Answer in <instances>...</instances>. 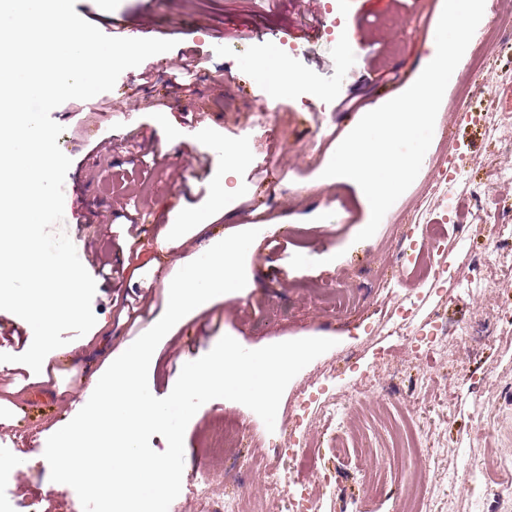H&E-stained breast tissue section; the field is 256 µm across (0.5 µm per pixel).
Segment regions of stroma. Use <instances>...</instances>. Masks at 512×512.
I'll list each match as a JSON object with an SVG mask.
<instances>
[{"label": "stroma", "mask_w": 512, "mask_h": 512, "mask_svg": "<svg viewBox=\"0 0 512 512\" xmlns=\"http://www.w3.org/2000/svg\"><path fill=\"white\" fill-rule=\"evenodd\" d=\"M325 25L316 38H298L301 0H88L79 18L99 43L113 24L146 25L154 36L134 63L110 65L93 93L37 106L62 162L53 172L64 185L54 222L85 256L83 274L98 286L84 300L85 319L56 326L64 343L103 327L113 349L133 346L145 325L164 309L163 288L145 269L157 254L155 217L160 210L205 209L220 160H208L209 136L246 143L250 159L226 174L225 203L234 212L225 229L252 242L242 258V286L207 313L177 325L156 344L159 367L150 388L170 393L184 359L207 360L221 343L241 352L270 356L299 346L303 356L276 376V394L265 402L231 389L196 401L180 428L187 450L181 479L164 504L181 512H205L196 480L248 468L240 482H218L215 499L237 493L244 512H272L262 485L273 478L282 434L296 392L312 396L343 391L380 362L391 394L373 393L352 406L341 428L322 429L309 420L302 429L307 450L291 485L305 487L314 512H398L414 462L388 467L390 424L417 408L433 457L427 462L437 497L435 512H512V481L500 460L512 461V330L500 331L496 309H512V290L495 286L499 270L486 235L457 237L455 215L435 190L448 174V157L461 168L453 182L460 203L486 189L489 210L512 211V180L497 179L512 165L504 142L512 119L496 93L512 88V0H487L478 26L440 105L427 161L407 191L385 214L375 235L356 241L371 213L359 188L346 181L324 184L321 174L361 113L403 93L422 71L427 39L440 0H316ZM227 39H219L220 31ZM294 45L291 71L302 75L286 96L270 97L252 84L241 56L280 58L281 43ZM194 53L207 78L194 95L174 99L164 82L141 84L139 75L177 66L179 51ZM358 96L359 108L340 102ZM80 113L73 121L71 113ZM182 131L167 143L163 128ZM165 148L167 159L142 162L128 142ZM262 214H255L256 205ZM329 210L327 223L316 221ZM137 223H129V215ZM444 226L450 276L419 278L426 254L418 253L431 222ZM485 257L482 274L490 299L468 297L459 286L470 276L468 258ZM391 282L393 295H366L355 284L374 277ZM406 307L409 330L395 315ZM469 327L466 339L449 338L444 352L413 356L409 331ZM31 347L9 313L0 312V455L27 457L25 471L0 468V512H27L40 500L42 512H85L83 485L63 482L44 459L55 424L79 415L94 398L81 373L65 370L45 385L30 384ZM249 429L250 435L214 455L217 427ZM376 474L382 488L371 496L363 476Z\"/></svg>", "instance_id": "obj_1"}]
</instances>
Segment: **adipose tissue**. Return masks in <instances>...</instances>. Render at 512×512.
Wrapping results in <instances>:
<instances>
[{"label":"adipose tissue","instance_id":"1","mask_svg":"<svg viewBox=\"0 0 512 512\" xmlns=\"http://www.w3.org/2000/svg\"><path fill=\"white\" fill-rule=\"evenodd\" d=\"M25 26L51 23L53 39L33 44L44 62L43 103L86 93L104 77V57L93 31L58 10L56 0H29ZM53 135L42 128L29 98L15 100L13 113L0 115V308L13 311L15 322L30 336L50 335L57 324L82 317V301L93 284L84 279L72 240H48L46 229L59 198L51 175L60 163ZM224 181L215 179L207 211H162L156 235L159 256L152 273L160 274L164 314L149 322L134 352L107 355L90 382L96 394L81 417L64 423L52 439L49 465L67 482H93L113 512H156L169 486L182 476L181 458L153 457L140 448L142 433L170 423L169 408L186 412L194 400L230 385L238 392L272 396L265 377L287 367L288 353L256 357L218 346L208 360L188 361L170 396L169 408L153 404L144 384L155 365V345L173 326L223 303L242 285L240 259L246 238L218 231L224 216ZM190 253L181 248L188 239ZM137 465H130V457Z\"/></svg>","mask_w":512,"mask_h":512}]
</instances>
